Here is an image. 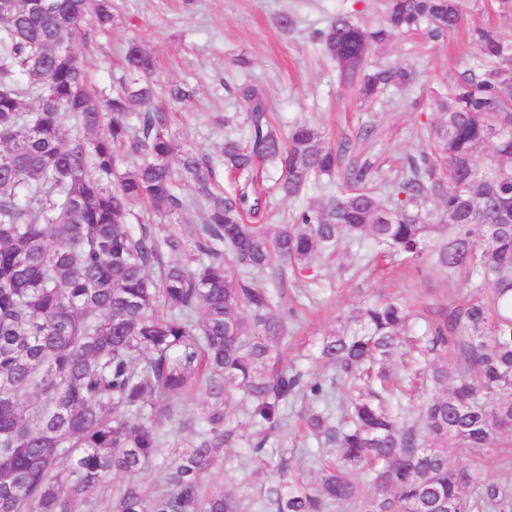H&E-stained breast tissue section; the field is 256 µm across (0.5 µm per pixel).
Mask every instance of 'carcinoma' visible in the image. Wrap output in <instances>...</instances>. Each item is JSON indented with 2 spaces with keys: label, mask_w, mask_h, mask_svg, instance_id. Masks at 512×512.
Instances as JSON below:
<instances>
[{
  "label": "carcinoma",
  "mask_w": 512,
  "mask_h": 512,
  "mask_svg": "<svg viewBox=\"0 0 512 512\" xmlns=\"http://www.w3.org/2000/svg\"><path fill=\"white\" fill-rule=\"evenodd\" d=\"M114 19L112 0H0V512H77L117 473L127 482L111 512H243L207 480L239 437L224 414L229 387L256 429L244 465L278 474L269 512H512V481L490 480L484 465L512 438V41L476 31L479 71L433 96L425 148L383 198L370 163L345 162L348 146L307 122L282 136L250 86L239 92L244 136H225L220 150L232 175L221 187L209 157L172 138L155 60L138 40L111 92L91 86L77 42ZM462 23L458 0H387L378 28L338 15L314 39L371 102L413 81L400 62L367 71L373 45L422 26L443 38ZM167 95L177 107L193 90L174 84ZM266 165L288 198L323 189L290 224L246 223L261 212ZM191 207V238L162 232ZM367 242L383 257L479 278L472 303L456 306L448 291V308L410 339L408 391L428 379L446 386L414 421L390 400L387 363L410 332L401 303L367 304L324 335V372L282 367L297 312L245 278L310 280L316 259ZM199 389L196 408L174 404ZM298 401L320 448L281 443L267 458ZM172 425L193 439L170 452ZM459 452L473 459L460 465ZM162 456L147 492L137 475ZM318 457L308 483L303 463Z\"/></svg>",
  "instance_id": "cac0c4a2"
}]
</instances>
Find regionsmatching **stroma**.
<instances>
[{
	"label": "stroma",
	"mask_w": 512,
	"mask_h": 512,
	"mask_svg": "<svg viewBox=\"0 0 512 512\" xmlns=\"http://www.w3.org/2000/svg\"><path fill=\"white\" fill-rule=\"evenodd\" d=\"M114 6L112 29L83 47L96 86L110 88L121 76V53L130 38H138L155 59L162 83L186 82L195 91L171 127L178 142L216 156L228 132L225 117L240 111L239 86L253 84L264 92L281 134L307 120L332 144L353 141L350 159L371 163L373 186L384 197L391 192L388 180L395 170L423 146L424 123L435 115L433 92L474 69V30L486 28L512 39V16L491 12L486 0H461L465 23L456 34L435 40L422 30L374 48L372 62H404L415 69L416 80L410 90L390 89L365 104L339 81L335 64L313 34L338 15L376 27L382 0H114ZM283 15L293 21L286 33L277 26ZM364 129L372 132L365 142L359 139ZM353 261L342 254L319 262L317 281L304 288L290 281L277 286L267 273L254 275L255 283L276 288L282 307L298 313L291 325L289 360L312 367L314 341L374 300L394 297L412 314L431 317L448 301L467 303L473 293L466 285L449 293V272L431 262L403 268L381 260L357 276L342 274L341 266ZM224 411L240 423V439L215 459L212 475L254 508L275 476L242 466L252 430L242 422L237 392L225 393Z\"/></svg>",
	"instance_id": "stroma-1"
}]
</instances>
